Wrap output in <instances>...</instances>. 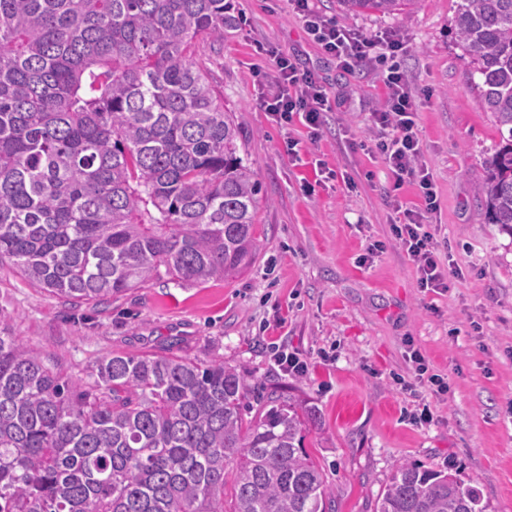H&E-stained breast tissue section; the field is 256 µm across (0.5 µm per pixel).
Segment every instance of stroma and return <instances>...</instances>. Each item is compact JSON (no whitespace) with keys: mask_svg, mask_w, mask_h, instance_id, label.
<instances>
[{"mask_svg":"<svg viewBox=\"0 0 512 512\" xmlns=\"http://www.w3.org/2000/svg\"><path fill=\"white\" fill-rule=\"evenodd\" d=\"M226 2L223 43L197 41L193 58L234 112L239 154L260 187L250 266L202 286L154 281L105 306L73 307L3 261L0 327L83 385L102 358L161 352L176 338L180 354L224 361L248 383L309 400L320 424L304 445L336 493V512H372L399 462L455 467L486 512H512V235L487 221L482 178L500 135L456 42L458 0H421L390 17L345 15L338 0H310L347 29L405 40L402 64L440 204L429 220L456 269L439 292L420 291L391 233L392 181L359 147L383 103L378 71L337 66L308 39L290 0ZM271 48L326 89L333 110L318 131L300 120L280 127L264 112L275 88L258 85L254 70L269 65ZM290 141L298 157L289 156ZM376 242L382 251L368 255ZM413 347L447 381V394L401 391L400 381L415 377ZM279 348L297 354L306 372H283ZM422 402L434 420L421 426L409 414Z\"/></svg>","mask_w":512,"mask_h":512,"instance_id":"stroma-1","label":"stroma"}]
</instances>
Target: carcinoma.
I'll return each instance as SVG.
<instances>
[{
	"mask_svg": "<svg viewBox=\"0 0 512 512\" xmlns=\"http://www.w3.org/2000/svg\"><path fill=\"white\" fill-rule=\"evenodd\" d=\"M420 0H339L393 15ZM224 0H0V262L71 305L252 262L259 185L194 41ZM455 37L501 141L489 221L512 235V0H460ZM257 409L248 416L250 402ZM315 407L224 362L114 354L76 383L0 329V512H331ZM374 512H485L453 470L399 462Z\"/></svg>",
	"mask_w": 512,
	"mask_h": 512,
	"instance_id": "carcinoma-1",
	"label": "carcinoma"
}]
</instances>
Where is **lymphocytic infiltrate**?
Returning <instances> with one entry per match:
<instances>
[{
	"label": "lymphocytic infiltrate",
	"instance_id": "f902f5d3",
	"mask_svg": "<svg viewBox=\"0 0 512 512\" xmlns=\"http://www.w3.org/2000/svg\"><path fill=\"white\" fill-rule=\"evenodd\" d=\"M294 2L308 37L342 69L351 71L372 60L381 66L385 102L370 114V150L385 164L393 190L414 183L423 201L421 210H404L402 219L392 224V233L416 268L419 288L433 291L445 287L447 274L439 260L435 234L423 222L424 214L436 212L439 202L428 169L420 160L417 97L398 61L402 40L392 32L353 33L336 19L316 13L309 0ZM255 75L263 80L274 77L280 87L278 94L263 103L277 124H288L300 114L309 125L317 127L323 113L331 109L329 97L315 75L300 69L291 58L273 54L271 70L259 69Z\"/></svg>",
	"mask_w": 512,
	"mask_h": 512
}]
</instances>
